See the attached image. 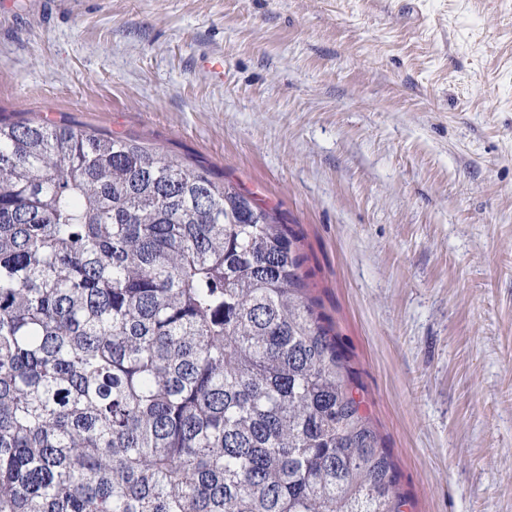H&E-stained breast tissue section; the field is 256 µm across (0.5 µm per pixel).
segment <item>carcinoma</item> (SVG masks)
Here are the masks:
<instances>
[{"instance_id": "obj_1", "label": "carcinoma", "mask_w": 512, "mask_h": 512, "mask_svg": "<svg viewBox=\"0 0 512 512\" xmlns=\"http://www.w3.org/2000/svg\"><path fill=\"white\" fill-rule=\"evenodd\" d=\"M277 209L0 122V512H403Z\"/></svg>"}]
</instances>
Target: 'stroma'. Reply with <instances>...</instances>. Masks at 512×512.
<instances>
[{"label": "stroma", "mask_w": 512, "mask_h": 512, "mask_svg": "<svg viewBox=\"0 0 512 512\" xmlns=\"http://www.w3.org/2000/svg\"><path fill=\"white\" fill-rule=\"evenodd\" d=\"M41 116L277 208L412 512H512V0H0Z\"/></svg>", "instance_id": "obj_1"}]
</instances>
